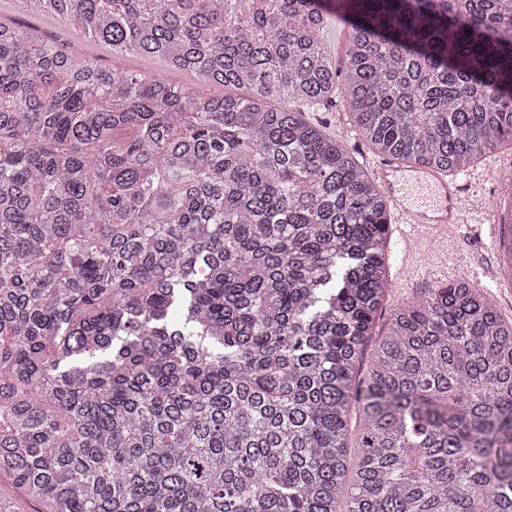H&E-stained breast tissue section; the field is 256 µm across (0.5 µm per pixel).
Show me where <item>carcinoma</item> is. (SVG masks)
Instances as JSON below:
<instances>
[{"mask_svg":"<svg viewBox=\"0 0 512 512\" xmlns=\"http://www.w3.org/2000/svg\"><path fill=\"white\" fill-rule=\"evenodd\" d=\"M36 2L199 86L0 22V475L43 512H512V319L429 288L356 383L391 204L304 117L340 95L447 175L512 144V0Z\"/></svg>","mask_w":512,"mask_h":512,"instance_id":"obj_1","label":"carcinoma"}]
</instances>
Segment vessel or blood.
Masks as SVG:
<instances>
[{"mask_svg":"<svg viewBox=\"0 0 512 512\" xmlns=\"http://www.w3.org/2000/svg\"><path fill=\"white\" fill-rule=\"evenodd\" d=\"M375 171L396 210V223L419 229L462 222L464 213L455 182L390 160L377 162Z\"/></svg>","mask_w":512,"mask_h":512,"instance_id":"b4317fda","label":"vessel or blood"}]
</instances>
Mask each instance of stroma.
Wrapping results in <instances>:
<instances>
[{"mask_svg": "<svg viewBox=\"0 0 512 512\" xmlns=\"http://www.w3.org/2000/svg\"><path fill=\"white\" fill-rule=\"evenodd\" d=\"M0 19L60 38L69 43L75 59L95 56L115 73H159L183 87L196 82L193 75L173 70L162 61L134 54L115 56L102 44L76 37L71 21L44 15L35 0H0ZM308 118L343 142L358 163L376 159V152L351 125L343 99H336L329 109L309 113ZM511 173L512 145L506 143L457 175L456 181L462 187L461 203L467 212L465 223L446 233L437 229L423 236L412 231L404 236L391 234V289L377 314L373 337L385 333L390 314L398 304L421 295L427 288L459 278L487 288L501 314L512 318V275L498 266L495 229L488 219L497 201L512 196V182L507 179Z\"/></svg>", "mask_w": 512, "mask_h": 512, "instance_id": "obj_1", "label": "stroma"}]
</instances>
